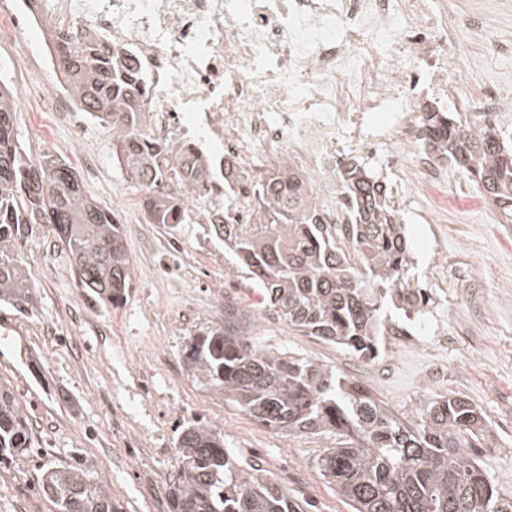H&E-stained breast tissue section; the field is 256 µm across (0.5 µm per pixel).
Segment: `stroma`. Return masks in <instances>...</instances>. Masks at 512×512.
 I'll list each match as a JSON object with an SVG mask.
<instances>
[{
  "instance_id": "1",
  "label": "stroma",
  "mask_w": 512,
  "mask_h": 512,
  "mask_svg": "<svg viewBox=\"0 0 512 512\" xmlns=\"http://www.w3.org/2000/svg\"><path fill=\"white\" fill-rule=\"evenodd\" d=\"M16 19L0 11V79L19 99L18 137L26 153H51L75 167L84 191L117 211L133 263L130 297L102 308L71 274V257L48 225L34 224L19 245L35 285L26 311L0 306V378L11 380L31 421L33 443L0 463V512H52L40 495L54 465H85L123 512H169L176 441L194 422L224 433V449L242 467L288 491L306 512H353L317 461L335 447L318 436L267 429L204 388L186 365L195 334L212 326L233 298L256 313L253 345L337 370L409 423L442 397L463 396L485 416L481 469L512 498V224L466 175L413 188L400 211L412 250L410 288H431L434 263L447 264L454 316L447 347L415 350L385 336L369 360L263 317L258 288L198 219L169 228L144 220L145 192L112 165V131L77 113L73 127L46 98L37 61L10 57ZM428 211L438 225L422 224Z\"/></svg>"
}]
</instances>
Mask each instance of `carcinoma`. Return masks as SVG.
I'll list each match as a JSON object with an SVG mask.
<instances>
[{
    "label": "carcinoma",
    "mask_w": 512,
    "mask_h": 512,
    "mask_svg": "<svg viewBox=\"0 0 512 512\" xmlns=\"http://www.w3.org/2000/svg\"><path fill=\"white\" fill-rule=\"evenodd\" d=\"M52 60L74 106L112 128V162L149 198L152 224L190 220L187 196L210 178L207 160L183 145L170 147L142 125L146 96L138 70L106 54L75 31L49 28ZM17 95L0 81V302L22 311L33 284L17 252L28 225L47 224L67 248L76 286L105 307L123 304L132 260L123 225L112 209L89 198L73 167L45 153L25 158L18 143ZM434 151L463 170L512 223V140L491 127L470 129L462 112H438ZM347 222H325L313 188L287 160L253 185L250 224H211L263 294L269 315L308 336L369 359L386 335L387 308L415 306L407 288L410 262L405 226L383 183L358 160L340 174ZM255 319L224 298V320L185 351L206 387L277 431L338 436L318 459L354 512H512L469 449L482 447L485 418L463 397L440 398L411 425L386 411L355 382L308 360L250 343ZM32 445L26 410L11 383L0 379V458ZM169 512H304L288 491L245 469L224 451L216 429L192 424L180 432ZM54 512H120L86 469L55 466L42 476Z\"/></svg>",
    "instance_id": "1"
}]
</instances>
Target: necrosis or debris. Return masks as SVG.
Instances as JSON below:
<instances>
[{"instance_id": "1", "label": "necrosis or debris", "mask_w": 512, "mask_h": 512, "mask_svg": "<svg viewBox=\"0 0 512 512\" xmlns=\"http://www.w3.org/2000/svg\"><path fill=\"white\" fill-rule=\"evenodd\" d=\"M21 19L15 55L30 32L78 26L122 52L149 85L141 118L155 136L235 162L198 197L205 224L249 221L258 162L292 158L334 221L339 175L359 154L398 180L444 181L420 101L465 113L476 126L505 127L512 88L470 92L478 62L461 33L487 55L502 47L486 19L448 0H10Z\"/></svg>"}]
</instances>
